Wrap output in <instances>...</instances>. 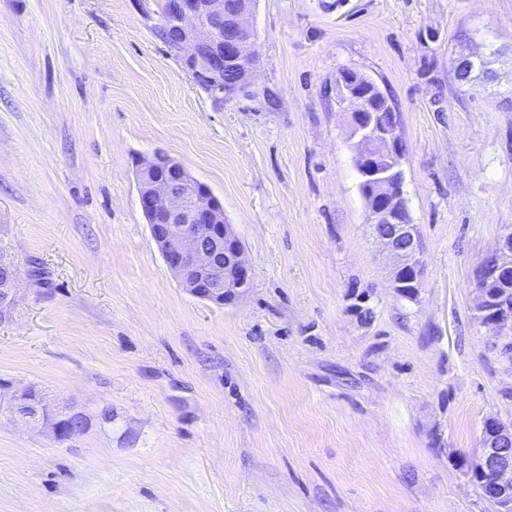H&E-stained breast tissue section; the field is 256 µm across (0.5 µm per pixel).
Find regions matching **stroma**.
<instances>
[{
	"mask_svg": "<svg viewBox=\"0 0 512 512\" xmlns=\"http://www.w3.org/2000/svg\"><path fill=\"white\" fill-rule=\"evenodd\" d=\"M160 4L0 0V244L22 274L0 380L112 410L66 442L0 415V512H496L467 470L484 420L512 423L475 312L512 228V0H256L254 84L220 110L145 18ZM462 50L491 60L469 90ZM345 70L400 115L412 300L367 222ZM157 151L238 234L230 304L188 294L151 237L135 165Z\"/></svg>",
	"mask_w": 512,
	"mask_h": 512,
	"instance_id": "1",
	"label": "stroma"
}]
</instances>
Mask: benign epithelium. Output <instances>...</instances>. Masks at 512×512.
I'll return each mask as SVG.
<instances>
[{
    "instance_id": "benign-epithelium-1",
    "label": "benign epithelium",
    "mask_w": 512,
    "mask_h": 512,
    "mask_svg": "<svg viewBox=\"0 0 512 512\" xmlns=\"http://www.w3.org/2000/svg\"><path fill=\"white\" fill-rule=\"evenodd\" d=\"M254 0H241L230 18L224 16V0H168L159 27L168 51L181 62L183 71L221 108L249 91L256 57L251 24ZM234 64V76L224 79V63ZM457 84L465 89L488 62L473 54L459 53L450 60ZM336 99L349 115L350 137L355 139V166L364 187L367 223L392 255L393 288L412 299L423 274L422 243L403 194L406 145L400 133L399 115L392 102L371 78L355 71L336 77ZM138 202L151 217L150 233L179 285L194 297L222 306L248 287L250 267L233 225L224 223V207L210 188L196 179L176 159L156 152L137 164ZM20 266L13 255L0 254V322L11 317L20 293ZM512 234L505 233L496 253L482 266L477 279V320L500 331L512 325ZM30 389L12 391L7 413L14 421L42 427L55 441H68L72 431H62L57 421L73 422L81 430L112 426V408L94 414L83 410L53 408L46 400L29 406ZM492 475V492L512 491V424L485 420L482 451L470 469L479 485Z\"/></svg>"
}]
</instances>
